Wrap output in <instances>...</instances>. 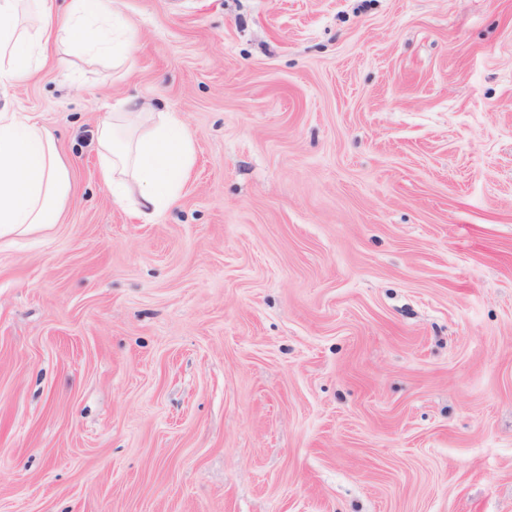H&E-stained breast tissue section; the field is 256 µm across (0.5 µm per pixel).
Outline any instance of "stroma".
<instances>
[{
    "instance_id": "35a3bbf8",
    "label": "stroma",
    "mask_w": 512,
    "mask_h": 512,
    "mask_svg": "<svg viewBox=\"0 0 512 512\" xmlns=\"http://www.w3.org/2000/svg\"><path fill=\"white\" fill-rule=\"evenodd\" d=\"M0 109L60 224L0 248V512H512V0H114ZM175 113L148 219L96 130ZM100 179L124 207L135 190L136 210L160 215L183 190L194 160L188 130L172 112L123 100L97 130Z\"/></svg>"
}]
</instances>
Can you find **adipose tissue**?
I'll return each mask as SVG.
<instances>
[{
    "mask_svg": "<svg viewBox=\"0 0 512 512\" xmlns=\"http://www.w3.org/2000/svg\"><path fill=\"white\" fill-rule=\"evenodd\" d=\"M128 22L112 0H0V78L22 81L40 65L49 41L113 64L127 60ZM100 179L114 204L137 195L139 212L160 215L179 198L194 160L188 130L171 112L120 101L97 130ZM70 174L53 133L31 116L0 111V242L60 223Z\"/></svg>",
    "mask_w": 512,
    "mask_h": 512,
    "instance_id": "obj_1",
    "label": "adipose tissue"
}]
</instances>
